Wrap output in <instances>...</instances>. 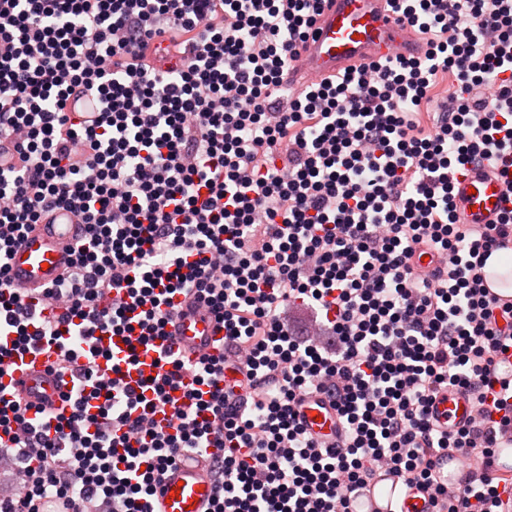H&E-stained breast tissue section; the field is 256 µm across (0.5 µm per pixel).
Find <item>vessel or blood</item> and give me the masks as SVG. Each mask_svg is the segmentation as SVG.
<instances>
[{"label":"vessel or blood","instance_id":"1","mask_svg":"<svg viewBox=\"0 0 512 512\" xmlns=\"http://www.w3.org/2000/svg\"><path fill=\"white\" fill-rule=\"evenodd\" d=\"M315 35L304 49L299 71L316 80L336 75L343 68L396 55L418 54L422 44L405 24L397 21L386 0H327L314 26ZM453 200L468 223L494 224L506 207L505 187L488 168H474L456 174ZM76 230L73 217L58 213L55 223L37 225L14 251L10 275L16 287L44 288L51 285L68 265L67 246ZM177 309L166 327L171 338L154 340L139 347V366L125 381L136 386L140 377L153 376L160 351L180 353L183 359L224 354V326L205 309L194 307L181 295H174ZM103 357L96 363L102 374H110L112 358L125 357L129 345L122 336H100L96 342ZM55 354L28 352L0 374V390L15 391L22 402L45 412H58L62 396L72 386L69 373L52 370ZM183 390L170 392L168 402L158 404L153 418L159 425L175 422L176 411L185 406ZM471 406L459 394H447L436 403L435 414L446 429L454 430L469 418ZM299 419L316 438L334 443L339 433L336 412L328 401L309 396L303 399ZM214 485L201 465L188 461L162 476L157 487L155 512H209ZM357 512H430L427 501L417 492L401 491L387 473H380L375 486L362 491Z\"/></svg>","mask_w":512,"mask_h":512}]
</instances>
